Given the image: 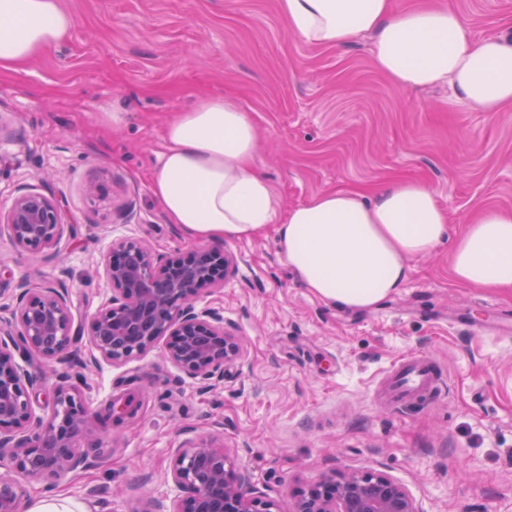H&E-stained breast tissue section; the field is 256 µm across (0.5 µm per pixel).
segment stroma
<instances>
[{
	"label": "stroma",
	"mask_w": 512,
	"mask_h": 512,
	"mask_svg": "<svg viewBox=\"0 0 512 512\" xmlns=\"http://www.w3.org/2000/svg\"><path fill=\"white\" fill-rule=\"evenodd\" d=\"M476 37L512 34V0H449ZM76 24L67 42L0 71V201L34 189L73 218L57 247L17 250L0 234V315L19 283L66 289L76 319L111 292L97 267L112 240L140 238L168 257L190 245L154 199L150 180L165 121L198 98H235L259 137L258 168L284 207L336 190L371 193L394 180L428 183L450 240L481 210L512 208V108L485 112L449 88L404 89L378 71L372 41L320 47L296 38L277 0H62ZM126 112L119 129L105 104ZM103 184L102 198L88 184ZM449 242L413 265L379 306L325 303L281 259L273 232L212 242L236 258L223 288L200 299L245 345L243 368L201 390L164 344L124 364L85 367L72 356L29 389L34 417L60 376L91 409L142 394L135 419L98 431L91 467L56 485L23 486L33 512L54 490L87 512H170L176 448L211 437L259 494L286 512L323 472L383 470L422 512H512V288L458 284ZM475 325L456 327L452 316ZM431 355L446 395L395 410L375 396L391 363ZM223 428H215V421Z\"/></svg>",
	"instance_id": "1"
}]
</instances>
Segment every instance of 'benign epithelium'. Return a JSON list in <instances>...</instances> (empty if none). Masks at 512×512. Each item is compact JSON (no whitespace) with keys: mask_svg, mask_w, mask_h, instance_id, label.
<instances>
[{"mask_svg":"<svg viewBox=\"0 0 512 512\" xmlns=\"http://www.w3.org/2000/svg\"><path fill=\"white\" fill-rule=\"evenodd\" d=\"M66 223L51 195L29 191L0 206V227L21 251L57 246ZM216 251L190 246L162 258L144 240L112 242L99 264L111 291L108 301L81 326L67 290L44 286L15 288V305L0 316V463L8 459L29 480H61L89 465L88 449L99 446L96 427L135 417L133 395L112 399L99 411L85 403L77 386L64 379L49 391L51 413L32 421L22 379L60 360L77 340L89 341L86 365L124 364L168 338L166 355L187 376L220 382L228 365H242L239 339L224 330V316L197 308L206 293L224 287L235 262ZM25 359L27 368L15 363ZM169 477L181 495L172 512H279L274 501L245 489L248 476L232 466L223 446L201 439L176 449ZM0 512H22L18 481L0 473ZM288 512H419L407 490L378 469L328 472L296 496Z\"/></svg>","mask_w":512,"mask_h":512,"instance_id":"obj_1","label":"benign epithelium"}]
</instances>
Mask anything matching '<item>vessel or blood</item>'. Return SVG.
Listing matches in <instances>:
<instances>
[{
    "label": "vessel or blood",
    "instance_id": "vessel-or-blood-1",
    "mask_svg": "<svg viewBox=\"0 0 512 512\" xmlns=\"http://www.w3.org/2000/svg\"><path fill=\"white\" fill-rule=\"evenodd\" d=\"M448 378L431 356L411 353L396 359L382 379V401L400 409L415 399L441 395Z\"/></svg>",
    "mask_w": 512,
    "mask_h": 512
}]
</instances>
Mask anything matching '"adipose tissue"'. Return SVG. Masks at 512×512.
<instances>
[{
  "mask_svg": "<svg viewBox=\"0 0 512 512\" xmlns=\"http://www.w3.org/2000/svg\"><path fill=\"white\" fill-rule=\"evenodd\" d=\"M305 43L342 47L373 38L375 67L403 88L445 85L461 102L494 112L512 105V38H474L465 17L438 4L395 10L392 0H278ZM73 16L61 0H0V69H15L65 42ZM151 189L168 219L193 239L250 240L274 231L278 252L302 287L353 310L370 309L408 281L415 260L448 235L434 190L396 181L372 196L339 190L282 209L254 168V124L233 99L199 98L166 123ZM448 262L455 280L512 288V210L468 221Z\"/></svg>",
  "mask_w": 512,
  "mask_h": 512,
  "instance_id": "ef3b65f1",
  "label": "adipose tissue"
}]
</instances>
